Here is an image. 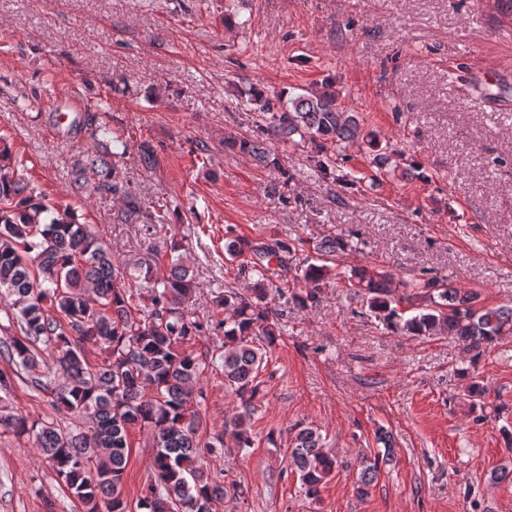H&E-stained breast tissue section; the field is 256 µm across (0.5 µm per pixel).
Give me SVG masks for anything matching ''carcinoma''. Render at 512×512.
<instances>
[{"mask_svg":"<svg viewBox=\"0 0 512 512\" xmlns=\"http://www.w3.org/2000/svg\"><path fill=\"white\" fill-rule=\"evenodd\" d=\"M246 106L260 113L261 132L268 139H228L225 144L255 160H270V141L288 144L300 139L317 147L313 166L332 174L335 161L325 143L349 145L364 139L363 128L351 112L336 107L335 95L310 92L295 98L270 96L257 89L244 92ZM78 172L94 176L82 188L93 194L110 187V165L98 150H86ZM21 164L7 144H0V297L12 298L22 336L0 337V354L30 371L52 360L57 375L37 386L52 396L53 409L77 414L86 428L65 432L54 421L29 422L22 415L0 417V424L24 435L35 433L41 457L52 465L68 492L86 512H126L123 476L130 454V429L147 430L154 454L150 483L139 499L143 512H212L215 501L248 494L241 483L224 486L206 473V455L224 447L230 432L235 447L253 446L251 418L259 395L258 377L281 337L279 318L289 307L306 310L321 299L331 276L329 258L348 246L341 235H327L314 246L317 257L296 264L303 288L282 287L281 270L297 256L301 238L272 244L233 238L224 244L232 260L243 255L239 272L248 274L245 291L224 289L217 296V314L206 322L186 314L195 289L183 256L171 258L169 273L152 278L148 288L132 286L114 267L103 239L87 224H79L69 209H60L29 186ZM352 297H359L388 329L407 336H446L469 355L458 370L468 378L470 397L479 400L486 387L471 369L503 336L512 335V306L478 307L471 292L448 286L432 276L396 295L393 276L386 270L362 267L349 277ZM418 310L404 317L398 307ZM224 330V353L201 359L185 344L205 330ZM98 349L91 364L87 347ZM224 372V388L235 395L241 411L224 420V432L203 431L198 390L204 370ZM383 450L362 461L356 487L368 494L379 462L393 452L387 435ZM288 466L299 475L306 493L317 497L338 467L322 435L301 427L292 437Z\"/></svg>","mask_w":512,"mask_h":512,"instance_id":"1","label":"carcinoma"}]
</instances>
